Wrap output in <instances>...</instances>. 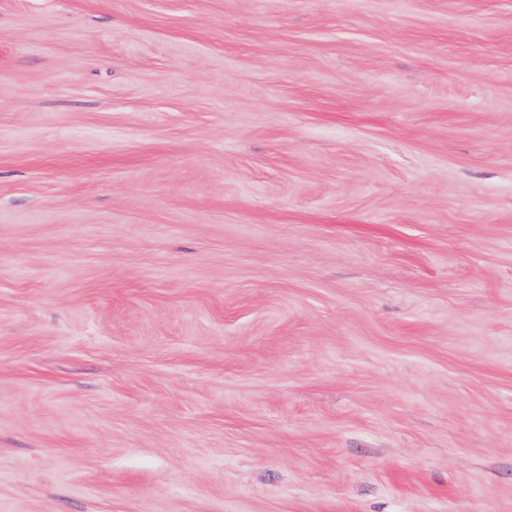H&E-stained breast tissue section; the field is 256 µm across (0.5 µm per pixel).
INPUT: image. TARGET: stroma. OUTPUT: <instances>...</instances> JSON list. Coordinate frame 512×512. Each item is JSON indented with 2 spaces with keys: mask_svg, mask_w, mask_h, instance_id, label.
Instances as JSON below:
<instances>
[{
  "mask_svg": "<svg viewBox=\"0 0 512 512\" xmlns=\"http://www.w3.org/2000/svg\"><path fill=\"white\" fill-rule=\"evenodd\" d=\"M0 512H512V0H0Z\"/></svg>",
  "mask_w": 512,
  "mask_h": 512,
  "instance_id": "obj_1",
  "label": "stroma"
}]
</instances>
